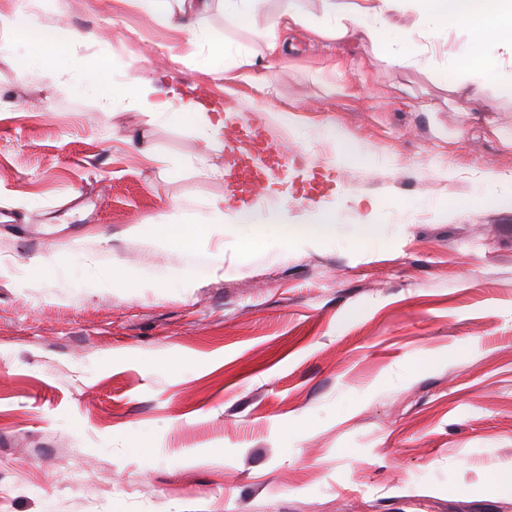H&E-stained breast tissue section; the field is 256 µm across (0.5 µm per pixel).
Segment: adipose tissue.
I'll use <instances>...</instances> for the list:
<instances>
[{
	"mask_svg": "<svg viewBox=\"0 0 512 512\" xmlns=\"http://www.w3.org/2000/svg\"><path fill=\"white\" fill-rule=\"evenodd\" d=\"M0 10V31L7 40L0 42V56H21L24 68L32 75L53 76L68 92L92 97L102 107L112 100L126 102L129 109L150 112L161 123L196 130L210 149L223 148L220 127L212 126L203 103L183 98L158 87L153 81L118 75L108 51L96 56H77L73 45L75 32L55 33L33 21L31 0H10ZM149 9L171 26L193 31L196 39L209 40L207 51L195 53L197 69L212 74L225 70L226 62L240 67L254 60L235 42L208 39L202 21L222 9L225 17L249 26L256 25L268 0H146ZM322 20L315 23L308 15L289 12L288 24L331 40H370L382 57L392 64L405 63L413 54L403 34L389 21L388 14L398 0H321ZM416 10L438 33L460 30L468 35L464 46L446 61L449 89L457 96L478 101L482 85H512V68L503 64L512 58V0H414ZM234 226L238 253L274 258L291 246L320 240L327 227L323 224H264L255 218L252 205L242 204L233 216H225L223 207L189 209L175 205L169 213L130 226V235L159 242L177 255L198 256L208 252L217 226ZM33 266L43 276L67 288H115L123 277L97 263L86 261L82 253L68 249L62 253L39 256Z\"/></svg>",
	"mask_w": 512,
	"mask_h": 512,
	"instance_id": "1",
	"label": "adipose tissue"
}]
</instances>
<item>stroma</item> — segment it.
Masks as SVG:
<instances>
[{"instance_id":"stroma-1","label":"stroma","mask_w":512,"mask_h":512,"mask_svg":"<svg viewBox=\"0 0 512 512\" xmlns=\"http://www.w3.org/2000/svg\"><path fill=\"white\" fill-rule=\"evenodd\" d=\"M64 3L36 14L84 33L76 54L111 33L117 72L265 131L208 150L0 58V512H512V206H458L481 172L512 176V89L472 111L442 69L464 35L409 8L389 15L416 47L402 67L302 29L271 54L214 10L206 27L256 57L215 75L139 0ZM216 201L332 216L337 239L243 266L224 230L212 277L125 234ZM75 244L123 286L31 273ZM186 266L194 288H163Z\"/></svg>"}]
</instances>
